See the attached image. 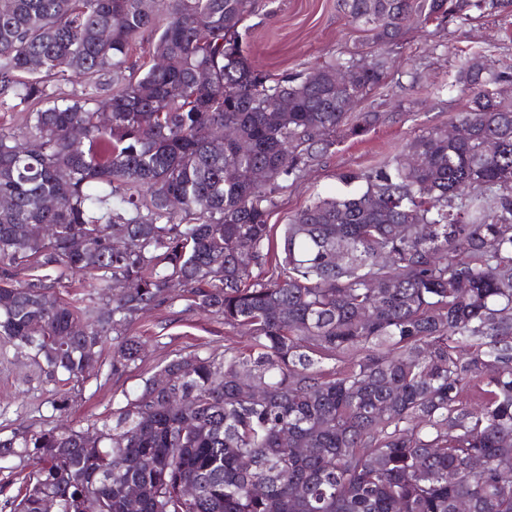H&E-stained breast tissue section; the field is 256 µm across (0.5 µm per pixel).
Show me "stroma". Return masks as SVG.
<instances>
[{
    "mask_svg": "<svg viewBox=\"0 0 512 512\" xmlns=\"http://www.w3.org/2000/svg\"><path fill=\"white\" fill-rule=\"evenodd\" d=\"M247 24L250 61L274 74L312 68L364 38L349 23L341 0H258ZM484 43L495 46L497 58H512V16L464 23L452 19L439 28L408 30L393 52L396 65L385 85L354 106L358 112L379 113V121L361 136L337 132L335 147L319 157L299 183L279 192L270 223L283 227L314 198L342 193L339 173L373 167L431 128L448 127L466 103L455 82L464 63L460 51ZM134 331L145 344L142 362L111 374L112 345L104 343L89 379L69 390L68 423L84 428L110 416L171 360L220 354L226 341L241 339L222 319L190 309L184 299L146 313ZM53 390L26 355L0 342V437L54 425L58 415L50 404Z\"/></svg>",
    "mask_w": 512,
    "mask_h": 512,
    "instance_id": "stroma-1",
    "label": "stroma"
}]
</instances>
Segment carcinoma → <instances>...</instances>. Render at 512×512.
I'll use <instances>...</instances> for the list:
<instances>
[{
	"label": "carcinoma",
	"mask_w": 512,
	"mask_h": 512,
	"mask_svg": "<svg viewBox=\"0 0 512 512\" xmlns=\"http://www.w3.org/2000/svg\"><path fill=\"white\" fill-rule=\"evenodd\" d=\"M255 5L0 0V341L69 384L111 336L116 375L141 359L138 315L177 287L248 340L171 360L86 430L1 438L0 460L29 462L12 512H130V484L137 512H512V65L468 53V137L432 128L340 174L348 191L280 239L268 223L345 121L378 120L348 111L384 83L387 46L512 0H342L375 50L282 77L248 59ZM72 273L98 297H58Z\"/></svg>",
	"instance_id": "carcinoma-1"
}]
</instances>
